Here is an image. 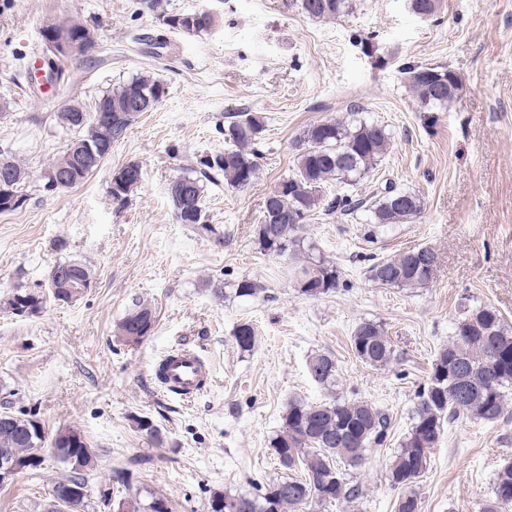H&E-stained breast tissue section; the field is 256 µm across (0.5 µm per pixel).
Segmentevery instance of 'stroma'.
<instances>
[{"instance_id": "35a3bbf8", "label": "stroma", "mask_w": 512, "mask_h": 512, "mask_svg": "<svg viewBox=\"0 0 512 512\" xmlns=\"http://www.w3.org/2000/svg\"><path fill=\"white\" fill-rule=\"evenodd\" d=\"M170 13L207 10L216 18L195 35L167 31V50L145 39L162 26L145 0H0V151L27 172L23 206L0 214V413L35 412L46 433L74 427L97 454L91 490L113 500L151 490L174 512H208L213 492L256 495L285 475L270 441L290 400H325L307 362L330 354L338 391L387 410L383 444L349 469L358 486L347 507L309 504L302 512H395L406 490L389 465L411 427L417 391L464 311L495 307L512 326V0H441L421 18L409 0H353L349 14L309 18L300 0H163ZM82 22L95 33L85 56L44 68L40 32L48 20ZM438 64L461 87L443 108L418 101L408 62ZM166 94L139 113L124 139L83 183L50 190L45 171L75 134L58 116L85 108L139 74ZM259 113V175L245 187L205 184L204 210L215 232L178 223L172 180L193 174L201 156L227 148L235 114ZM386 126L389 149L360 185L362 194L393 184L419 194L424 208L406 224L378 226L366 213L318 216L305 237L344 274L335 293L301 294L288 261L262 253L253 227L265 196L294 171L299 138L326 120ZM142 181L125 204L108 193L127 162ZM411 247L438 255L423 287L373 284L368 267ZM91 271V286L69 304L47 301L34 316L6 310L15 288L46 284L58 263ZM251 278L261 289L236 297ZM157 315L151 334L126 344L115 326L136 301ZM363 320L382 324L398 357L372 368L350 346ZM256 330L241 351L239 324ZM188 347L212 366L206 388L184 401L165 394L152 372L166 353ZM152 421L157 438L141 431ZM512 463V415L459 420L444 428L412 489L420 512H481L493 479ZM129 472V485L113 477ZM56 459L0 484V512H44Z\"/></svg>"}]
</instances>
